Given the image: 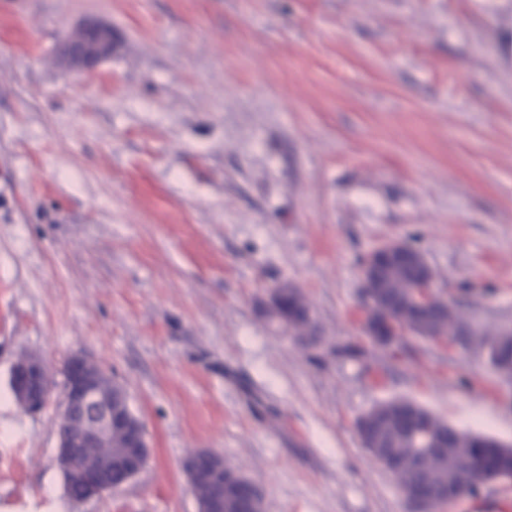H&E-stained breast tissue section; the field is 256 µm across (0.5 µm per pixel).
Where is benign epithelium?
I'll list each match as a JSON object with an SVG mask.
<instances>
[{
  "mask_svg": "<svg viewBox=\"0 0 512 512\" xmlns=\"http://www.w3.org/2000/svg\"><path fill=\"white\" fill-rule=\"evenodd\" d=\"M118 48L119 38L111 26L87 18L62 41L60 55L66 68L92 71L114 57ZM415 252L416 248L401 238L391 237L376 247L361 266L365 287L363 333L387 348L399 346L402 338L390 313L382 310L381 303L371 294V288L382 276L383 262H409ZM108 379L102 366L82 354L71 356L62 370L56 456L64 466L66 490H76L82 500L98 498L127 484L144 470L150 457L145 426L132 412L127 391L119 387L106 391ZM10 385L25 410L39 412L47 407L52 382L40 358H20L12 368ZM114 429L125 433L130 451L118 459L108 456L95 460L80 455L83 448L102 447ZM185 470L192 488L202 480L242 483L250 500L249 512H263L262 499L253 484L226 466L218 454L200 450L186 462ZM467 497L463 481L448 487L439 498L408 491L404 495L417 512H429L436 505Z\"/></svg>",
  "mask_w": 512,
  "mask_h": 512,
  "instance_id": "obj_1",
  "label": "benign epithelium"
}]
</instances>
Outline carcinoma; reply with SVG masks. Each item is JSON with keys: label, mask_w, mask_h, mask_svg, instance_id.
I'll return each mask as SVG.
<instances>
[{"label": "carcinoma", "mask_w": 512, "mask_h": 512, "mask_svg": "<svg viewBox=\"0 0 512 512\" xmlns=\"http://www.w3.org/2000/svg\"><path fill=\"white\" fill-rule=\"evenodd\" d=\"M417 271L413 267H395L389 273L387 300L404 305L400 310L390 309V314L400 329L409 335L425 334V339L438 341L448 337V330L463 326V317L450 308L448 314L438 312L435 319L422 328L413 324L410 311L405 306L425 290L417 287ZM288 327L295 335L307 338L313 334L315 325L310 309L297 290L288 297ZM496 339L504 353H512V334L484 331L472 337L480 346ZM448 423L439 419L422 405L406 399L394 398L384 402L383 409L361 425L362 442L374 458L394 460L398 467L394 472L399 489L418 490L425 494L431 490L444 489L451 482L466 474H472L476 463L483 465V472L497 470L506 458L503 449L488 438L463 433L445 435ZM201 498L224 496L225 512H246L245 497L234 485L224 486L200 483L196 488Z\"/></svg>", "instance_id": "1"}]
</instances>
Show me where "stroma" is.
<instances>
[{"label":"stroma","instance_id":"35a3bbf8","mask_svg":"<svg viewBox=\"0 0 512 512\" xmlns=\"http://www.w3.org/2000/svg\"><path fill=\"white\" fill-rule=\"evenodd\" d=\"M88 16L120 48L65 71ZM394 236L475 329L512 332V0H0V512H199L202 449L264 512H412L357 430L393 398L512 446L482 347L369 345L360 268ZM285 280L314 342L267 317ZM75 353L151 446L89 501L56 405L10 388L22 356L57 386ZM492 505L512 480L438 512Z\"/></svg>","mask_w":512,"mask_h":512}]
</instances>
